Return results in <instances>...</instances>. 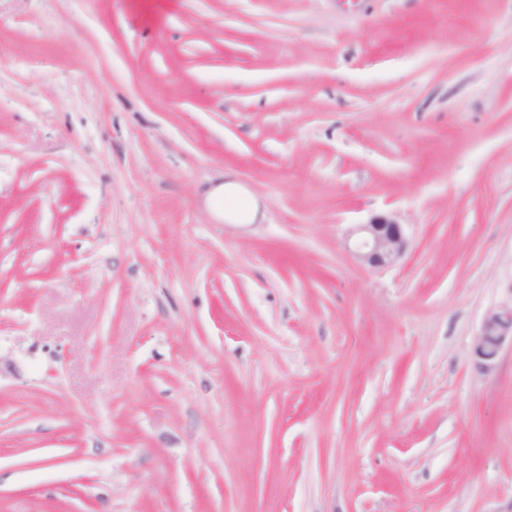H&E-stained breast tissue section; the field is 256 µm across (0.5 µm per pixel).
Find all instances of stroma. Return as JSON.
I'll list each match as a JSON object with an SVG mask.
<instances>
[{
	"label": "stroma",
	"instance_id": "stroma-1",
	"mask_svg": "<svg viewBox=\"0 0 512 512\" xmlns=\"http://www.w3.org/2000/svg\"><path fill=\"white\" fill-rule=\"evenodd\" d=\"M510 300L512 0H0V512H512ZM242 201L245 202V206H242ZM210 202L223 203L224 221L227 218L232 222L230 224H249L257 218L258 207L255 200L243 194L241 189L233 183H224L215 189L210 195ZM226 206L229 209H226ZM354 235L357 238L350 249L353 257L374 269L390 268L399 263L408 245L404 224L390 213L375 214L367 223L357 224L347 235V248ZM506 345L512 350V300L485 312L472 341L477 369L491 371Z\"/></svg>",
	"mask_w": 512,
	"mask_h": 512
}]
</instances>
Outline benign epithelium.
I'll return each mask as SVG.
<instances>
[{
	"label": "benign epithelium",
	"mask_w": 512,
	"mask_h": 512,
	"mask_svg": "<svg viewBox=\"0 0 512 512\" xmlns=\"http://www.w3.org/2000/svg\"><path fill=\"white\" fill-rule=\"evenodd\" d=\"M348 236L356 237L351 248L353 257L374 269L399 263L408 245L405 225L390 213L371 216L367 223L350 230ZM507 345L512 347V302L485 312L472 341L477 369L482 373L491 371Z\"/></svg>",
	"instance_id": "1"
}]
</instances>
